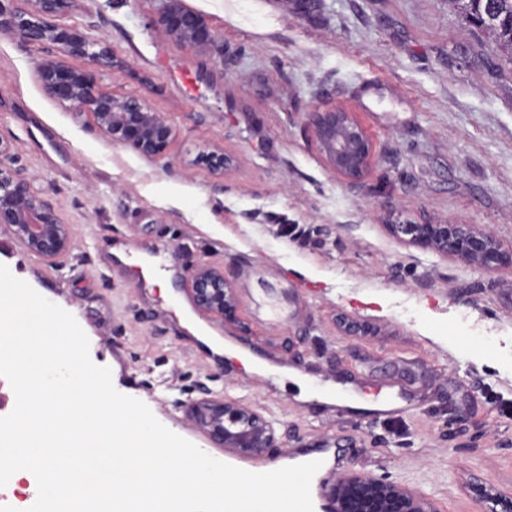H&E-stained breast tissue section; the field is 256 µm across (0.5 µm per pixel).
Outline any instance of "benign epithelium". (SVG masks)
<instances>
[{"label":"benign epithelium","mask_w":512,"mask_h":512,"mask_svg":"<svg viewBox=\"0 0 512 512\" xmlns=\"http://www.w3.org/2000/svg\"><path fill=\"white\" fill-rule=\"evenodd\" d=\"M80 0H0V31L23 42L50 47V57L35 67V78L51 100L69 111L92 116L99 131L115 144L140 157L160 162L177 130L165 112L154 110L136 94H116L99 82L97 70L112 66V49L104 41L60 23ZM157 24L179 46L209 53L217 36L205 17L184 0H162ZM69 58H84L74 66ZM315 141L327 166L347 180L364 177L372 165L373 143L353 113L318 107L312 112ZM216 175L224 174L231 159L218 146L202 158ZM11 143L0 140V224L11 228L18 243L53 267L75 247L72 226L59 214L47 192L26 172L13 166ZM393 236L425 251H433L485 270L512 271V249L491 233L467 224H390ZM195 304L221 317H231L238 296L224 270L198 263L190 270ZM187 417L214 448L260 458L284 444L280 423L222 392L203 388L184 404ZM484 512H512V499L481 483L473 486ZM333 512H437L434 499L400 480L348 471L326 486Z\"/></svg>","instance_id":"1"}]
</instances>
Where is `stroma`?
<instances>
[{"label":"stroma","instance_id":"obj_1","mask_svg":"<svg viewBox=\"0 0 512 512\" xmlns=\"http://www.w3.org/2000/svg\"><path fill=\"white\" fill-rule=\"evenodd\" d=\"M218 41L177 45L159 0H82L65 24L107 42L100 80L177 127L167 162L102 136L35 79L45 48L0 32V139L45 188L77 246L56 268L0 227V264L71 313L122 394L206 447L181 401L206 386L281 421L288 450L327 445L336 473L390 476L441 512H482L471 485L512 495V272L394 238L449 221L512 245V64L448 0H185ZM353 112L374 147L342 179L314 106ZM233 159L216 178L200 154ZM283 224L314 230L303 245ZM223 268L224 321L195 306L188 270ZM357 400L400 395L394 421L298 402L293 375Z\"/></svg>","mask_w":512,"mask_h":512}]
</instances>
